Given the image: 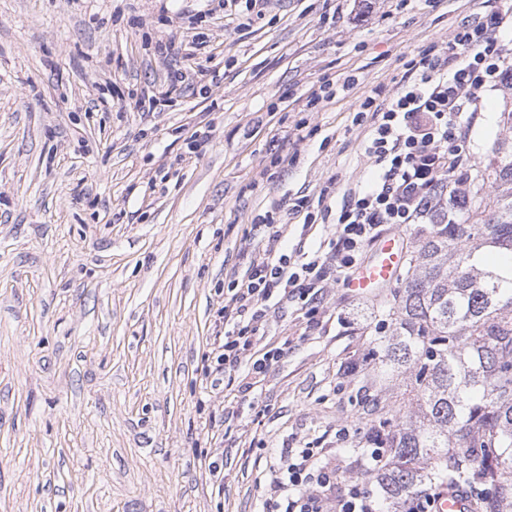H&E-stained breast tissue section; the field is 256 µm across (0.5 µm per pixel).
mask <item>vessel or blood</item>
<instances>
[{"label":"vessel or blood","mask_w":512,"mask_h":512,"mask_svg":"<svg viewBox=\"0 0 512 512\" xmlns=\"http://www.w3.org/2000/svg\"><path fill=\"white\" fill-rule=\"evenodd\" d=\"M404 261V241L400 235L380 237L374 244L370 257L356 273L343 283L354 295L371 294L375 288L394 284ZM436 512H471L470 501L454 489L443 490L436 503Z\"/></svg>","instance_id":"1"}]
</instances>
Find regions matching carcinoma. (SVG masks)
I'll list each match as a JSON object with an SVG mask.
<instances>
[{
	"label": "carcinoma",
	"mask_w": 512,
	"mask_h": 512,
	"mask_svg": "<svg viewBox=\"0 0 512 512\" xmlns=\"http://www.w3.org/2000/svg\"><path fill=\"white\" fill-rule=\"evenodd\" d=\"M473 176L443 188L416 225L398 286L380 293L391 332L370 344L393 381L356 402L351 449L381 448L364 488L399 512L432 484L471 489L476 512H512V110Z\"/></svg>",
	"instance_id": "1"
}]
</instances>
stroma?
Segmentation results:
<instances>
[{"label": "stroma", "mask_w": 512, "mask_h": 512, "mask_svg": "<svg viewBox=\"0 0 512 512\" xmlns=\"http://www.w3.org/2000/svg\"><path fill=\"white\" fill-rule=\"evenodd\" d=\"M208 5L0 0V512H274L259 481L270 459L334 441L359 389L378 390L373 296L330 288L317 329L270 314L288 353L247 393L204 374L218 311L264 247L256 216L364 182L360 101L396 91L414 53L486 2L372 0L363 18L354 0ZM186 36L194 58L153 57ZM187 65L220 76L169 87ZM348 76L304 111L313 87ZM484 107L479 166L503 92Z\"/></svg>", "instance_id": "stroma-1"}]
</instances>
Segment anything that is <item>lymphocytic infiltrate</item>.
I'll list each match as a JSON object with an SVG mask.
<instances>
[{"label": "lymphocytic infiltrate", "mask_w": 512, "mask_h": 512, "mask_svg": "<svg viewBox=\"0 0 512 512\" xmlns=\"http://www.w3.org/2000/svg\"><path fill=\"white\" fill-rule=\"evenodd\" d=\"M510 35L512 0H494L458 26L446 47L432 43L413 55L396 92L364 98L354 121L368 125L362 146L371 175L345 191L331 237L308 250L290 248L273 216L259 217L265 249L228 283L215 374H240L251 389L285 355L266 341L269 310L298 300L308 305L309 326H319L317 304L326 288L357 268L384 227L421 223L437 186L471 168L470 135L485 96L512 74ZM330 455L327 448H306L274 459L266 478L271 496L285 502V512H376L362 486L339 488Z\"/></svg>", "instance_id": "1"}]
</instances>
